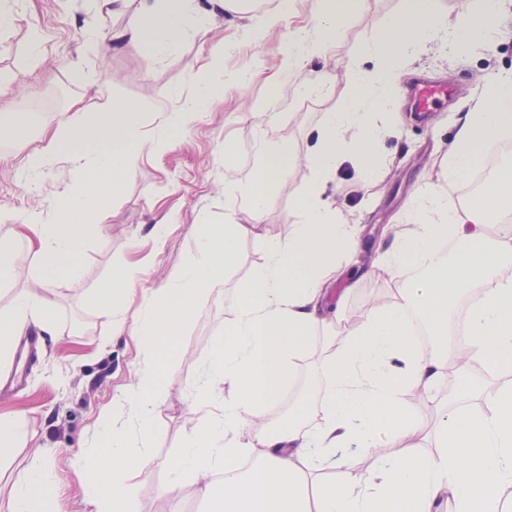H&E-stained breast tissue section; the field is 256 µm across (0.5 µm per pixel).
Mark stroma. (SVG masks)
I'll return each mask as SVG.
<instances>
[{
	"label": "stroma",
	"mask_w": 512,
	"mask_h": 512,
	"mask_svg": "<svg viewBox=\"0 0 512 512\" xmlns=\"http://www.w3.org/2000/svg\"><path fill=\"white\" fill-rule=\"evenodd\" d=\"M276 5L277 0H253L246 16L235 11L194 13L177 51L150 66L136 47L112 45L113 31L128 19L100 12L96 0H18L15 27L0 32V76L9 79L0 86V109L15 112L19 119L16 134L0 139V225L19 223L35 209L50 213L71 184L72 166L65 159L34 181L19 177L25 156L41 144L43 129L55 126L64 115L98 112L108 98L129 102L142 113L140 137L145 143L142 174L123 185L112 200L106 224L77 247L75 259L83 266V281L57 288L54 317L59 342L42 338L35 362L0 366L6 373L20 371L22 378L20 388L0 391V412L21 413L29 433L10 463L0 466V512L6 509L12 473L32 465L48 466L57 474L63 512H87L82 478L70 460L78 451L96 448L94 423L102 412L126 421L124 397L136 381L138 361L129 336L113 335L111 321L98 314L89 296L109 287L112 269L120 264L138 270L135 296L157 291L167 283L172 268L194 254L193 223L198 216L221 224L233 214L241 223H251L246 200L225 199L224 186L245 183L264 145L272 140L284 148L291 174L267 199L266 219L257 233L240 241L234 263L224 272L223 286L199 304L185 325L181 353L168 367L166 394L154 412L153 464L134 485L137 512H203L198 485L187 484L170 494L161 491L167 481L165 464L178 453L191 426L193 385L216 338L237 316L238 290L263 261L265 239H287L300 220L294 201L309 176L314 130L322 113L343 110L347 64L356 59L365 68L375 65V58L360 50L400 10L402 0H364L346 18L335 47L302 63L298 77L308 83L307 91L286 87L268 111L246 112L243 102L265 98V82L280 71L290 36L311 23V0H294L290 16L264 39L254 40L252 27ZM499 11L501 20L491 38L471 46L466 55L455 56L444 44H428L411 56L400 86L440 83L453 90V99L420 116L407 96H400L385 117L393 131L378 145L383 167L365 179L347 163L329 182L328 196L345 221L359 225L360 239L352 272L333 284L325 309L338 307L336 296L344 290L349 296L341 307L347 314L364 310L376 296L397 299V283L371 275L364 257L389 246L388 229L402 223L409 197L435 182L437 162L455 136L459 117L473 105L480 79L512 70V0H500ZM34 26L46 48L37 60L27 55ZM216 45L224 49L222 90L175 134L172 148L153 152L152 141L166 134L157 101L176 107L194 95ZM75 67L84 73L82 83L71 80ZM228 146L235 156L230 166L224 163ZM158 224L170 227L161 239L153 233ZM326 358L321 337H314L311 353L284 389V399L273 403L267 415L270 425L287 420L292 412L302 415L305 426L320 422ZM462 389L452 375L417 403L424 452L434 449L441 406L461 398Z\"/></svg>",
	"instance_id": "35a3bbf8"
}]
</instances>
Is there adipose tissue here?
<instances>
[{"mask_svg":"<svg viewBox=\"0 0 512 512\" xmlns=\"http://www.w3.org/2000/svg\"><path fill=\"white\" fill-rule=\"evenodd\" d=\"M360 0H312L317 38L297 33L288 44L283 70L295 76L303 54L332 47L344 19ZM437 0H403L400 12L365 47L377 63L347 67L348 96L343 111L323 113L308 156L310 175L297 202L300 224L288 240L267 242L266 259L238 293V316L225 327L193 386L195 414L181 452L169 459L167 491L195 479L209 512H499L500 493L512 488V386L487 394L472 408L443 407L436 449L418 452L419 419L408 406L410 391H429L444 377L455 348L448 342V314L463 292H476L466 313L472 353L498 365H512V223L491 224L494 213H512V160L500 162L477 202L456 205L452 190L467 182L484 161L486 147L512 138V72L485 77L481 95L460 121L454 141L439 163L437 181L411 197L405 230L371 266L373 275L403 280L400 298L365 309L344 331L323 314L329 281L339 279L345 254L357 245L349 224L326 200L329 180L345 160L365 175L380 164L379 140L387 130L380 117L398 93L394 81L404 62L423 43L441 37ZM499 0H479L452 38L453 52L465 53L487 41L498 19ZM131 16V15H130ZM190 0H140L128 24L112 34L116 44L136 46L146 62L177 48L190 24ZM207 81L195 96L166 110L169 134L183 128L213 91L224 72V51L207 59ZM142 114L134 105L107 99L97 121L84 113L69 115L46 131L41 147L25 161L28 174L43 172L59 157L74 161L71 187L52 217L33 211L24 223L0 235V284L14 272L18 245L41 259L37 290L17 295L0 310V361L26 330L56 337L53 290L76 283L83 268L73 258L88 229L104 223L112 197L141 170ZM280 152L263 154L244 186L252 223L198 222L192 259L173 269L169 288L143 298L133 320L123 312L136 270H112L111 287L90 298L111 317L112 331L139 343L138 383L128 397L136 433L100 417L95 423L99 448L79 456L87 473L91 512H134V480L150 463L152 415L166 392L165 364L180 352V335L197 304L223 282L242 237L255 230L266 198L289 176ZM456 245L441 254L442 240ZM423 322L436 346L423 351L409 330V318ZM323 332L329 353L325 397L318 426L304 428L300 418L269 427L267 412ZM388 428L395 447L364 479L318 481L312 468L349 463L347 451L367 452L380 428ZM59 482L52 469L32 466L12 481L8 512H57Z\"/></svg>","mask_w":512,"mask_h":512,"instance_id":"adipose-tissue-1","label":"adipose tissue"}]
</instances>
